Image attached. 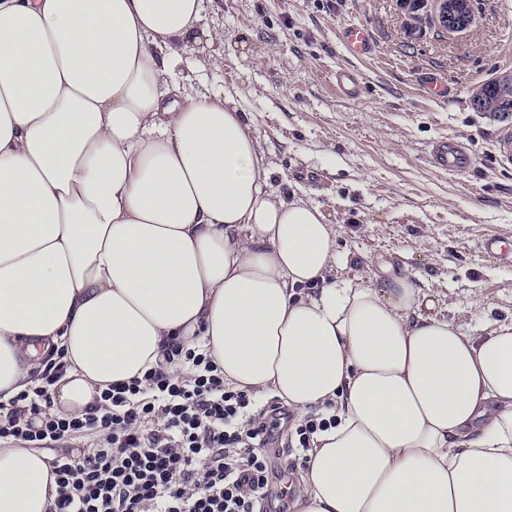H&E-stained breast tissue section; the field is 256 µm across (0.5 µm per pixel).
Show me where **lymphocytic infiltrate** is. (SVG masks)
Wrapping results in <instances>:
<instances>
[{
	"label": "lymphocytic infiltrate",
	"instance_id": "obj_1",
	"mask_svg": "<svg viewBox=\"0 0 512 512\" xmlns=\"http://www.w3.org/2000/svg\"><path fill=\"white\" fill-rule=\"evenodd\" d=\"M162 355L79 417L52 412L63 366L50 358L39 386L0 402V439L85 444L49 458L57 493L48 512H265L264 448L278 407L227 386L200 347L175 343Z\"/></svg>",
	"mask_w": 512,
	"mask_h": 512
}]
</instances>
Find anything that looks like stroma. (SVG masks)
I'll list each match as a JSON object with an SVG mask.
<instances>
[{"label":"stroma","mask_w":512,"mask_h":512,"mask_svg":"<svg viewBox=\"0 0 512 512\" xmlns=\"http://www.w3.org/2000/svg\"><path fill=\"white\" fill-rule=\"evenodd\" d=\"M473 9L472 29L449 32L435 0H424L414 28L404 0H207L201 25L224 39L207 46L205 69L193 70L192 51L174 68L182 90L232 95L248 113L271 193L322 207L336 231L337 276L406 273L421 316L467 333L512 322V266L480 247L484 236L512 233V167L493 154L505 122L470 105L476 87L507 72L512 0H474ZM350 24L372 30L374 59L346 51L340 31ZM340 67L357 75L358 98L337 92ZM429 77L447 84L446 99L422 94ZM443 138L470 150V171L430 165ZM290 436L284 427L268 443L269 512L303 492Z\"/></svg>","instance_id":"stroma-1"}]
</instances>
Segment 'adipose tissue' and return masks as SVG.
<instances>
[{
	"label": "adipose tissue",
	"instance_id": "adipose-tissue-1",
	"mask_svg": "<svg viewBox=\"0 0 512 512\" xmlns=\"http://www.w3.org/2000/svg\"><path fill=\"white\" fill-rule=\"evenodd\" d=\"M204 0H0V402L65 363L58 414L172 342L318 432L298 512H512V324L418 315L405 274L342 279L320 207L272 197L231 95L175 94ZM0 441V512H46Z\"/></svg>",
	"mask_w": 512,
	"mask_h": 512
}]
</instances>
